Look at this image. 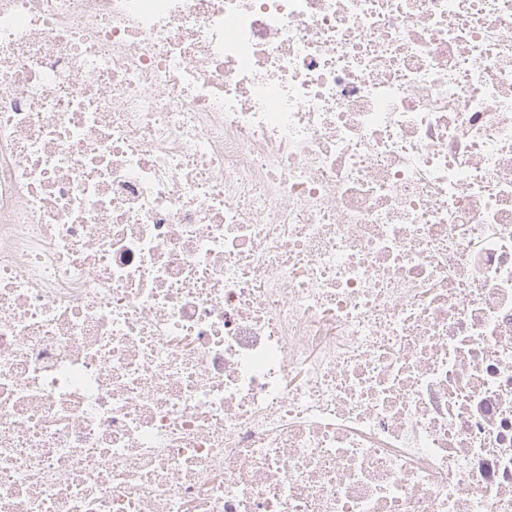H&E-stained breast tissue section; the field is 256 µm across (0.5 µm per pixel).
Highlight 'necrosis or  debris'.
Returning <instances> with one entry per match:
<instances>
[{
  "instance_id": "necrosis-or-debris-1",
  "label": "necrosis or debris",
  "mask_w": 512,
  "mask_h": 512,
  "mask_svg": "<svg viewBox=\"0 0 512 512\" xmlns=\"http://www.w3.org/2000/svg\"><path fill=\"white\" fill-rule=\"evenodd\" d=\"M0 512H512V0H0Z\"/></svg>"
}]
</instances>
